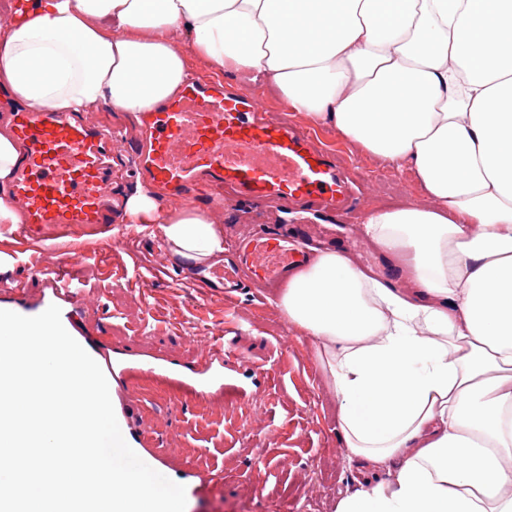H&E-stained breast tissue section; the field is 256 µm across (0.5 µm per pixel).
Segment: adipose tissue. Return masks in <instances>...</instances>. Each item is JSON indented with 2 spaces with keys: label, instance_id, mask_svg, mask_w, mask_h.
<instances>
[{
  "label": "adipose tissue",
  "instance_id": "obj_1",
  "mask_svg": "<svg viewBox=\"0 0 512 512\" xmlns=\"http://www.w3.org/2000/svg\"><path fill=\"white\" fill-rule=\"evenodd\" d=\"M0 90L61 112H149L193 51L383 164L427 204L371 210L396 280L311 247L274 306L311 340L357 488L335 512H512V0H0ZM20 159L0 124L4 192ZM130 223L172 257L222 262L209 212L142 188Z\"/></svg>",
  "mask_w": 512,
  "mask_h": 512
}]
</instances>
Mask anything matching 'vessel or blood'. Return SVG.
Instances as JSON below:
<instances>
[{
	"label": "vessel or blood",
	"instance_id": "obj_1",
	"mask_svg": "<svg viewBox=\"0 0 512 512\" xmlns=\"http://www.w3.org/2000/svg\"><path fill=\"white\" fill-rule=\"evenodd\" d=\"M13 139L22 154L9 185V198L24 216L19 235L51 246L57 231L94 230L119 221L122 212L113 192L114 162L120 150L111 131L82 113L22 106L8 113ZM135 173L147 186L175 200L194 203L208 186L210 203L223 205V192L256 201L275 199L349 213L360 187L340 168L334 153L311 131L264 117L257 97L218 82L192 80L153 111L140 113ZM230 265L196 272L201 288H220L232 298L243 283L241 268L253 282L275 284L306 261L300 241L259 231L231 245ZM46 292L28 307L26 291L12 289V312L33 317L58 306L62 317L82 305L85 291L67 264L34 267ZM73 338L103 369L122 435L135 453L159 473H166L178 448L158 452L137 432L128 392L138 374L170 380L207 400L224 391V357L210 348L196 364L133 354L92 342L81 331Z\"/></svg>",
	"mask_w": 512,
	"mask_h": 512
}]
</instances>
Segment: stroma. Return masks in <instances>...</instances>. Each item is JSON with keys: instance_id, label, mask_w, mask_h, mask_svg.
I'll return each mask as SVG.
<instances>
[{"instance_id": "obj_1", "label": "stroma", "mask_w": 512, "mask_h": 512, "mask_svg": "<svg viewBox=\"0 0 512 512\" xmlns=\"http://www.w3.org/2000/svg\"><path fill=\"white\" fill-rule=\"evenodd\" d=\"M273 117L288 118L315 129L334 150L339 164L363 192L349 216L323 215L310 225V245H336L359 256L363 264L381 268L378 254L358 232L366 213L382 206L380 179L399 186L396 200L421 204L425 197L411 173L385 166L357 153L335 130L314 127L305 113L287 110L275 93L257 91ZM96 119L125 135L116 187L129 194L138 183L132 136L135 124L126 114L97 110ZM280 205L267 201L224 209L225 227L243 237L278 227ZM0 251L12 254L0 268V304L7 289H26L38 301L45 285L30 267L46 265L50 251L12 237L0 239ZM67 261L77 267L88 299L75 317L76 326L113 349H134L156 357L194 362L214 337L224 339V363L246 397L214 408L185 395L175 384L143 382L133 393L138 425L151 445L178 442L184 459L171 463V473L186 480L187 461L211 471L206 495H187L185 512H334L337 499L354 489L362 467L348 461L336 433L338 402L315 357L310 340L290 327L272 305L270 288H245L233 303L223 295L193 287L190 267L165 260L159 237L120 235L103 229L78 237ZM268 365V374L253 366Z\"/></svg>"}]
</instances>
